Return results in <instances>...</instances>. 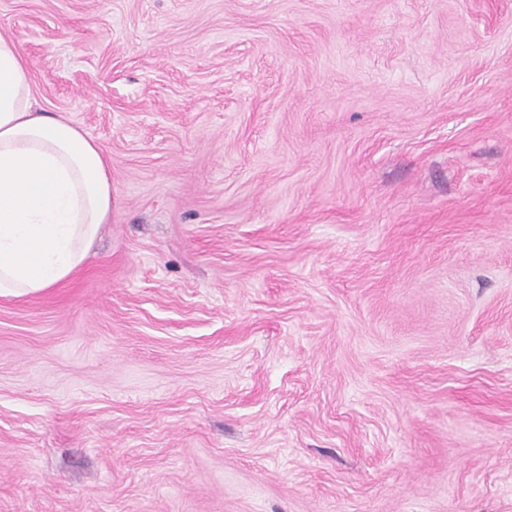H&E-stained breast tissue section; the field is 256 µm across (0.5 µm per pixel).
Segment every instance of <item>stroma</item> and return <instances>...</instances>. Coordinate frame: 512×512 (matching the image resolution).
<instances>
[{
	"label": "stroma",
	"instance_id": "obj_1",
	"mask_svg": "<svg viewBox=\"0 0 512 512\" xmlns=\"http://www.w3.org/2000/svg\"><path fill=\"white\" fill-rule=\"evenodd\" d=\"M112 169L0 296V512H512V0H0Z\"/></svg>",
	"mask_w": 512,
	"mask_h": 512
}]
</instances>
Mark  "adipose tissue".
Wrapping results in <instances>:
<instances>
[{
	"mask_svg": "<svg viewBox=\"0 0 512 512\" xmlns=\"http://www.w3.org/2000/svg\"><path fill=\"white\" fill-rule=\"evenodd\" d=\"M111 217L104 149L71 121L35 111L28 65L0 36V296L67 279Z\"/></svg>",
	"mask_w": 512,
	"mask_h": 512,
	"instance_id": "adipose-tissue-1",
	"label": "adipose tissue"
}]
</instances>
